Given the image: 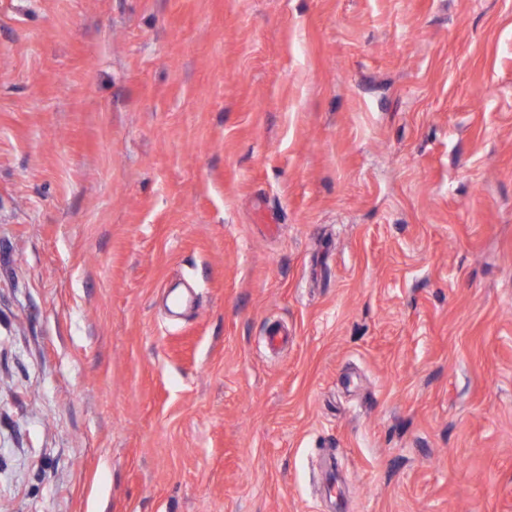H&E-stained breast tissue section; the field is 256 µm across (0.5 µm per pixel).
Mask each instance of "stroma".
Wrapping results in <instances>:
<instances>
[{"label": "stroma", "instance_id": "stroma-1", "mask_svg": "<svg viewBox=\"0 0 512 512\" xmlns=\"http://www.w3.org/2000/svg\"><path fill=\"white\" fill-rule=\"evenodd\" d=\"M0 512H512V0H0Z\"/></svg>", "mask_w": 512, "mask_h": 512}]
</instances>
